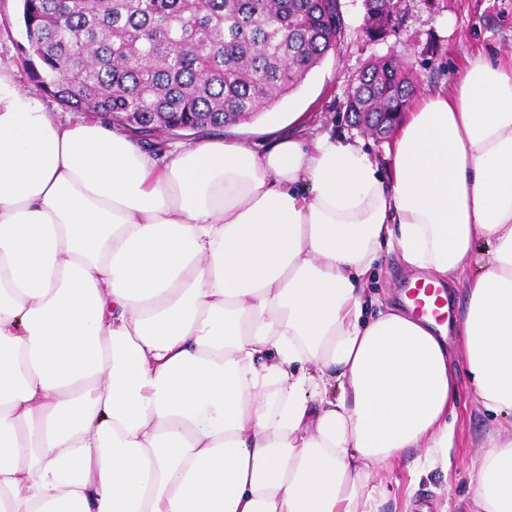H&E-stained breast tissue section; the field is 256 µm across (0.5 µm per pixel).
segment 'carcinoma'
Wrapping results in <instances>:
<instances>
[{
    "label": "carcinoma",
    "mask_w": 512,
    "mask_h": 512,
    "mask_svg": "<svg viewBox=\"0 0 512 512\" xmlns=\"http://www.w3.org/2000/svg\"><path fill=\"white\" fill-rule=\"evenodd\" d=\"M365 40L400 24L395 0H363ZM29 78L76 112L142 136L212 133L294 90L347 25L341 0H20ZM345 111L404 112L417 86L393 58L362 69Z\"/></svg>",
    "instance_id": "obj_1"
}]
</instances>
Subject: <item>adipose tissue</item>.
I'll return each instance as SVG.
<instances>
[{
	"label": "adipose tissue",
	"instance_id": "ef3b65f1",
	"mask_svg": "<svg viewBox=\"0 0 512 512\" xmlns=\"http://www.w3.org/2000/svg\"><path fill=\"white\" fill-rule=\"evenodd\" d=\"M159 154L61 123L0 71V512H375L368 476L448 459L445 327L365 317L383 250L464 278L470 382L512 414V59L414 97L379 164L347 137ZM512 512V439L470 471Z\"/></svg>",
	"mask_w": 512,
	"mask_h": 512
}]
</instances>
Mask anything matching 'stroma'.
Masks as SVG:
<instances>
[{
  "instance_id": "1",
  "label": "stroma",
  "mask_w": 512,
  "mask_h": 512,
  "mask_svg": "<svg viewBox=\"0 0 512 512\" xmlns=\"http://www.w3.org/2000/svg\"><path fill=\"white\" fill-rule=\"evenodd\" d=\"M347 37L339 50L329 52L297 88L279 102L281 112H304L309 125L364 141L377 160L385 158V141L357 129L345 108V92L365 63L375 56L397 55L420 78L424 91L450 86L454 69L465 54L481 50L489 57L512 55V0H399L403 24L396 34L378 43L365 42L359 33L362 0H342ZM19 0H0V70L33 95L42 90L25 74L22 48L25 32L18 19ZM49 111L64 123L78 122L82 113L66 109L43 96ZM410 283V273L395 253L382 256L365 282L380 306L391 305ZM458 396L448 422L453 443L449 468H435L419 476L418 461L426 451L412 449L389 463L376 466L368 484L374 489L377 512H471L469 469L488 436H512V416L486 410L469 381L460 337L449 342Z\"/></svg>"
}]
</instances>
